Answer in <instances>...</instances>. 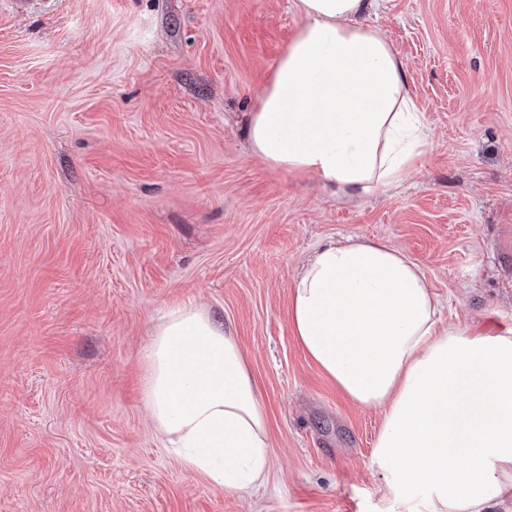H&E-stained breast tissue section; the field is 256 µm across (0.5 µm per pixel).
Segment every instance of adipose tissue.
<instances>
[{"mask_svg":"<svg viewBox=\"0 0 512 512\" xmlns=\"http://www.w3.org/2000/svg\"><path fill=\"white\" fill-rule=\"evenodd\" d=\"M387 2L293 0L301 24L247 114L253 156L342 198L403 181L428 125L393 44L363 22ZM290 295L309 359L345 397L382 411L375 457L394 502L421 488L426 512L512 500V335L440 327L420 265L378 241L322 243ZM142 365L154 427L186 470L227 490L264 476L266 417L222 320L192 301L172 307Z\"/></svg>","mask_w":512,"mask_h":512,"instance_id":"obj_1","label":"adipose tissue"}]
</instances>
